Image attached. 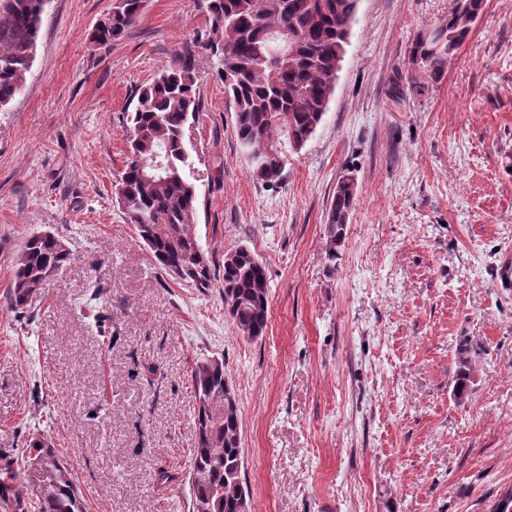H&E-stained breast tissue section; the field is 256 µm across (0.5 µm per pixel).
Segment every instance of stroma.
I'll return each mask as SVG.
<instances>
[{
    "instance_id": "35a3bbf8",
    "label": "stroma",
    "mask_w": 512,
    "mask_h": 512,
    "mask_svg": "<svg viewBox=\"0 0 512 512\" xmlns=\"http://www.w3.org/2000/svg\"><path fill=\"white\" fill-rule=\"evenodd\" d=\"M452 5L359 0L324 120L268 187L238 145L203 0H145L104 49L89 35L112 0H49L0 111V465L23 467L40 429L87 512H192L191 371L218 357L252 512H486L512 487V0H485L444 77L413 87L411 43ZM187 49L193 229L215 270L241 247L265 265L257 339L221 288L161 274L114 200L135 91ZM345 177L355 206L332 252ZM43 231L73 258L21 314L6 292ZM462 347L477 379L460 403ZM354 197L353 182L349 179L339 181L327 215L329 251H336V244H339L344 237L346 225L353 210Z\"/></svg>"
}]
</instances>
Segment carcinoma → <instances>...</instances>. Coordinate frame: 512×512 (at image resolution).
<instances>
[{
  "label": "carcinoma",
  "instance_id": "carcinoma-1",
  "mask_svg": "<svg viewBox=\"0 0 512 512\" xmlns=\"http://www.w3.org/2000/svg\"><path fill=\"white\" fill-rule=\"evenodd\" d=\"M359 0H206L216 43L218 74L235 112V133L251 176L265 186L279 184L285 152L302 150L324 120L348 43ZM46 0H0V108L21 93L36 56ZM143 0H112V11L92 30L94 45L109 46L136 23ZM484 0H454L448 19L420 34L407 57L408 79L436 83L448 57L466 40ZM137 105L127 115L125 169L115 186L116 202L134 224L166 274L206 290L214 273L197 250L192 231L197 187L194 163L185 148V128L199 109L195 55L186 50L177 63L137 88ZM162 163L164 172L154 171ZM354 184L339 181L326 228L329 257L345 234L354 206ZM72 251L45 231L33 234L17 255L8 292L11 308L27 310L34 294L69 262ZM224 304L239 332L264 334L269 317L265 266L246 249L224 258ZM454 397L468 399L474 370L469 351H458ZM198 403L190 481L192 512H240L248 492L241 477L243 451L238 402L224 394V360L206 358L191 373ZM0 499L13 512H85L82 495L50 436L30 441L23 473L0 468Z\"/></svg>",
  "mask_w": 512,
  "mask_h": 512
}]
</instances>
